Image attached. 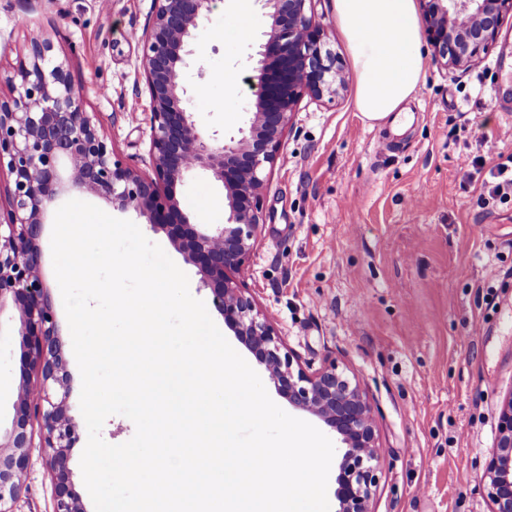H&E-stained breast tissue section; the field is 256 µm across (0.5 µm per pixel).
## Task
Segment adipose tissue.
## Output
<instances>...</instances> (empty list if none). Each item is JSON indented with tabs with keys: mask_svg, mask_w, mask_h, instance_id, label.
<instances>
[{
	"mask_svg": "<svg viewBox=\"0 0 512 512\" xmlns=\"http://www.w3.org/2000/svg\"><path fill=\"white\" fill-rule=\"evenodd\" d=\"M354 72L353 102L368 122L404 112L425 77L417 0H333Z\"/></svg>",
	"mask_w": 512,
	"mask_h": 512,
	"instance_id": "1",
	"label": "adipose tissue"
}]
</instances>
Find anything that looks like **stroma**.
Instances as JSON below:
<instances>
[{"label": "stroma", "mask_w": 512, "mask_h": 512, "mask_svg": "<svg viewBox=\"0 0 512 512\" xmlns=\"http://www.w3.org/2000/svg\"><path fill=\"white\" fill-rule=\"evenodd\" d=\"M248 9L250 26L233 17ZM153 0H0V96L39 30L65 62L86 112L116 154L147 173L150 96L139 38ZM267 18L256 0H215L198 53L181 75L205 133L234 135L247 119V81ZM512 18L468 69L427 62L403 133L370 124L338 98H303L266 171L263 225L245 272L260 311L309 372L336 361L373 407L381 450L374 512H491L481 491L502 400L512 395V199L481 203L482 169L512 140ZM478 159L467 176L464 161ZM182 211L225 219V192L208 176L177 185ZM44 227L41 267L67 347L69 414L79 438L68 467L86 512L80 469L88 432L81 375ZM20 345L0 338V416L20 386ZM14 512H54L51 474L34 457Z\"/></svg>", "instance_id": "obj_1"}]
</instances>
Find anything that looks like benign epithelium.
<instances>
[{"label":"benign epithelium","mask_w":512,"mask_h":512,"mask_svg":"<svg viewBox=\"0 0 512 512\" xmlns=\"http://www.w3.org/2000/svg\"><path fill=\"white\" fill-rule=\"evenodd\" d=\"M315 0H257L269 19L255 49L249 118L230 138L204 135L193 118L181 73L193 55L200 21L212 0H154L140 41L150 94L152 173L119 159L85 112L66 64L48 40L30 35L11 94L0 97V164L13 176L10 205L0 209V334L20 338L21 382L13 413L0 422V512L24 490L33 452L44 449L52 473L54 512H86L67 466L77 426L69 415L68 373L40 240L47 216L66 194L91 193L133 212L198 269L216 309L238 340L264 365L279 394L335 432L341 458L336 512H373L380 450L372 406L357 381L332 361L315 372L294 356L241 281L262 224L260 196L298 102L306 95L341 96L347 81L339 55L314 21ZM424 32L445 68L469 67L493 49L512 15V0H422ZM205 172L226 191L227 222L194 223L174 188ZM41 417L34 440L32 417ZM482 489L492 512H512V395L502 402L496 445Z\"/></svg>","instance_id":"7a95c632"}]
</instances>
